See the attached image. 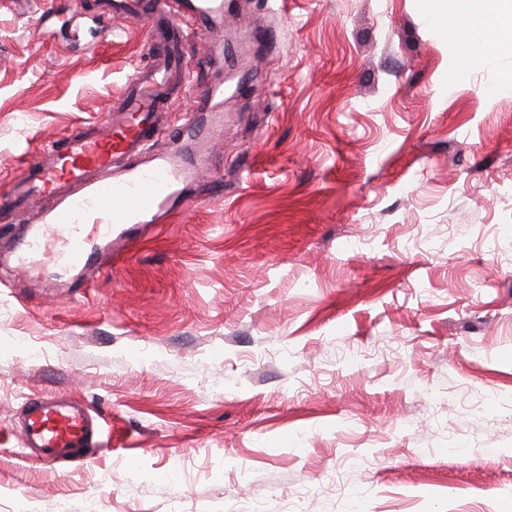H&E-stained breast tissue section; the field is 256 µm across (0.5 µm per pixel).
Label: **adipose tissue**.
Wrapping results in <instances>:
<instances>
[{"label":"adipose tissue","instance_id":"adipose-tissue-1","mask_svg":"<svg viewBox=\"0 0 512 512\" xmlns=\"http://www.w3.org/2000/svg\"><path fill=\"white\" fill-rule=\"evenodd\" d=\"M459 8L468 19L462 49L478 46L481 57L486 58L502 47L512 46V5L488 10L483 0H460Z\"/></svg>","mask_w":512,"mask_h":512}]
</instances>
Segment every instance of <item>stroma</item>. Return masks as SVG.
<instances>
[{
  "label": "stroma",
  "instance_id": "stroma-1",
  "mask_svg": "<svg viewBox=\"0 0 512 512\" xmlns=\"http://www.w3.org/2000/svg\"><path fill=\"white\" fill-rule=\"evenodd\" d=\"M455 8L246 0L188 40L251 80L193 206L84 291L0 278V512H512V51L460 61ZM96 15L0 0V195L144 64ZM54 393L84 463L19 443Z\"/></svg>",
  "mask_w": 512,
  "mask_h": 512
}]
</instances>
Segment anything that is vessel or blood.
Returning <instances> with one entry per match:
<instances>
[{
  "label": "vessel or blood",
  "mask_w": 512,
  "mask_h": 512,
  "mask_svg": "<svg viewBox=\"0 0 512 512\" xmlns=\"http://www.w3.org/2000/svg\"><path fill=\"white\" fill-rule=\"evenodd\" d=\"M234 0H106L114 15L149 25L147 62L126 82L111 121L94 133H72L46 157L31 162V183L0 195V222L16 225L0 260L27 269L52 254L59 273L88 280L112 268V244L123 234L174 216L194 199L193 185L209 158L212 135L224 127L223 48L203 59L202 77L184 51L188 31L224 27ZM190 86L192 118L172 147L153 152L157 114L172 102L174 84ZM37 221L24 219L37 198ZM22 447L39 449L45 461L85 459L94 436L93 417L82 403L57 394L28 399L18 419Z\"/></svg>",
  "instance_id": "vessel-or-blood-1"
}]
</instances>
